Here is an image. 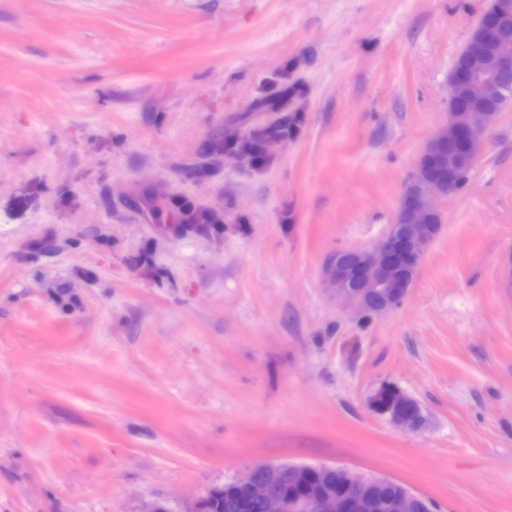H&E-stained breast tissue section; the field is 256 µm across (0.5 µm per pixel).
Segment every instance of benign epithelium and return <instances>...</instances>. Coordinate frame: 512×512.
<instances>
[{
    "mask_svg": "<svg viewBox=\"0 0 512 512\" xmlns=\"http://www.w3.org/2000/svg\"><path fill=\"white\" fill-rule=\"evenodd\" d=\"M498 40L500 50L488 64L477 65L469 71L451 70L448 74V97L462 87L479 92L497 89V78L512 71V36L507 27L470 37L462 52L481 60L490 42ZM497 114L471 110L458 114L453 102H448V119L427 143L418 166L440 159V148L459 143L463 151L451 169L475 165L481 149L483 135L492 127ZM457 182L450 177L420 188L410 183L405 187L402 203L393 224L370 248H346L332 254L325 266V274L336 297L350 307L368 314H381L403 300L410 285L402 286L395 278V266L417 274L430 244L438 230L428 223L429 216L438 213L435 201L455 193ZM416 401L400 394L388 408L383 409L371 400L370 408L399 427L413 431L417 421L410 415ZM343 472L349 491L337 493L327 485L314 482L297 496H284L279 486L285 483L303 485L315 474L324 476ZM249 499L260 504L263 512H374L378 509L370 490L376 486L395 485L397 493L388 501V512H436L432 500L411 491L405 484L390 478L375 477L330 465L310 466L263 462L247 468L235 477Z\"/></svg>",
    "mask_w": 512,
    "mask_h": 512,
    "instance_id": "1",
    "label": "benign epithelium"
}]
</instances>
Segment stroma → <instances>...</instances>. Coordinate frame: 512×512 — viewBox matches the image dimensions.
Masks as SVG:
<instances>
[{
    "instance_id": "1",
    "label": "stroma",
    "mask_w": 512,
    "mask_h": 512,
    "mask_svg": "<svg viewBox=\"0 0 512 512\" xmlns=\"http://www.w3.org/2000/svg\"><path fill=\"white\" fill-rule=\"evenodd\" d=\"M486 3L0 0V512H185L264 461L512 512V106L398 307L324 279L392 224ZM416 401L411 397L400 393L398 399L394 401L387 409H382L374 401L373 397L369 401L370 408L380 415H384L388 420L399 427L413 431L419 428L417 421L410 415L411 409L415 406Z\"/></svg>"
}]
</instances>
